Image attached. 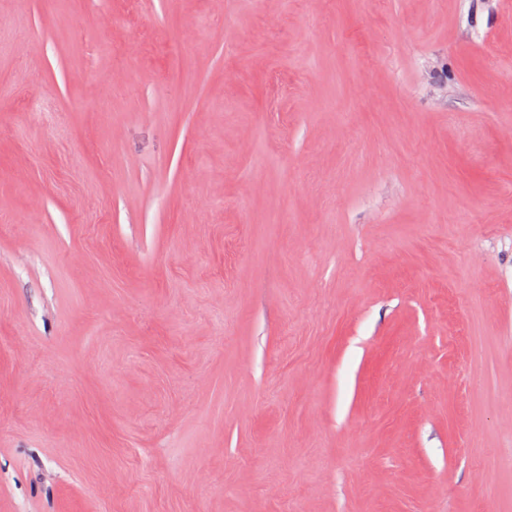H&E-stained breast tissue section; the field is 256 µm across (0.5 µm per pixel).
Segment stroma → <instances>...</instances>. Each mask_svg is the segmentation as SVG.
Returning a JSON list of instances; mask_svg holds the SVG:
<instances>
[{
  "instance_id": "obj_1",
  "label": "stroma",
  "mask_w": 512,
  "mask_h": 512,
  "mask_svg": "<svg viewBox=\"0 0 512 512\" xmlns=\"http://www.w3.org/2000/svg\"><path fill=\"white\" fill-rule=\"evenodd\" d=\"M0 512H512V0H0Z\"/></svg>"
}]
</instances>
